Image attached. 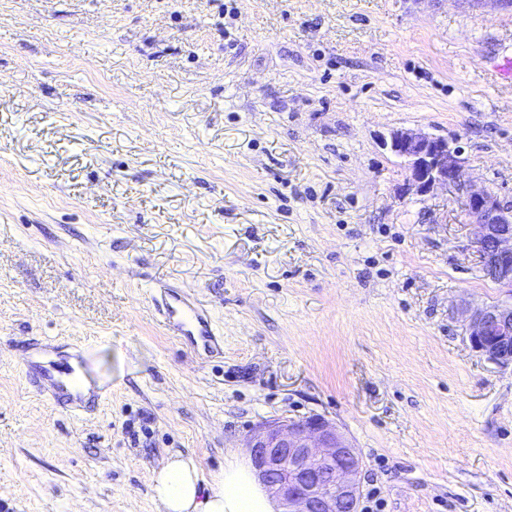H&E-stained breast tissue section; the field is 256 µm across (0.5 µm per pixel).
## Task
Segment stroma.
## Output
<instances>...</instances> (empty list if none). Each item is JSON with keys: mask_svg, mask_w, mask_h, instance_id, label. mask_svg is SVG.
Listing matches in <instances>:
<instances>
[{"mask_svg": "<svg viewBox=\"0 0 512 512\" xmlns=\"http://www.w3.org/2000/svg\"><path fill=\"white\" fill-rule=\"evenodd\" d=\"M0 0V512H157L257 425L323 416L381 512H512V366L468 310L512 303L446 191L402 192L396 128L457 140L512 199V12L466 0ZM188 291L197 355L155 310ZM83 353L74 418L19 346ZM155 306L168 329L190 341L200 354H210L220 345L209 312L182 291L165 288Z\"/></svg>", "mask_w": 512, "mask_h": 512, "instance_id": "obj_1", "label": "stroma"}]
</instances>
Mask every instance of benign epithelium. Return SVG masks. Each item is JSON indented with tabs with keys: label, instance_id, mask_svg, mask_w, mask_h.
I'll return each instance as SVG.
<instances>
[{
	"label": "benign epithelium",
	"instance_id": "1",
	"mask_svg": "<svg viewBox=\"0 0 512 512\" xmlns=\"http://www.w3.org/2000/svg\"><path fill=\"white\" fill-rule=\"evenodd\" d=\"M384 146L403 159L406 190L424 196L444 189L459 204L482 269L512 288V204L464 178L460 150L446 137L393 129ZM468 336L490 362L512 365V304L471 311ZM245 447L279 512H359L363 461L335 423L318 415L273 419L255 427Z\"/></svg>",
	"mask_w": 512,
	"mask_h": 512
}]
</instances>
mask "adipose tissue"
Segmentation results:
<instances>
[{"mask_svg":"<svg viewBox=\"0 0 512 512\" xmlns=\"http://www.w3.org/2000/svg\"><path fill=\"white\" fill-rule=\"evenodd\" d=\"M152 496L159 512H275L276 508L253 467L235 453L226 457L223 472L209 482L193 456L170 455L153 472Z\"/></svg>","mask_w":512,"mask_h":512,"instance_id":"obj_1","label":"adipose tissue"}]
</instances>
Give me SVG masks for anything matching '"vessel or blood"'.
<instances>
[{
	"mask_svg": "<svg viewBox=\"0 0 512 512\" xmlns=\"http://www.w3.org/2000/svg\"><path fill=\"white\" fill-rule=\"evenodd\" d=\"M168 329L189 340L196 352L212 353L220 345L209 312L187 294L164 289L155 303ZM23 371L37 392L75 417L93 414L103 397L102 391L83 381L84 359H58L47 351L23 353Z\"/></svg>",
	"mask_w": 512,
	"mask_h": 512,
	"instance_id": "vessel-or-blood-1",
	"label": "vessel or blood"
}]
</instances>
